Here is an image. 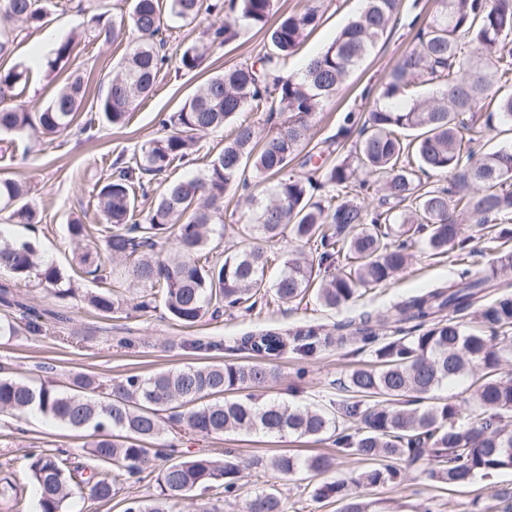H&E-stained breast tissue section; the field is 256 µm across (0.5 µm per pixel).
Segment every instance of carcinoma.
Wrapping results in <instances>:
<instances>
[{
  "label": "carcinoma",
  "instance_id": "cac0c4a2",
  "mask_svg": "<svg viewBox=\"0 0 512 512\" xmlns=\"http://www.w3.org/2000/svg\"><path fill=\"white\" fill-rule=\"evenodd\" d=\"M432 17L417 26L415 46L398 60L365 108L349 113L328 147L355 144L341 161L316 165L324 151L310 146L311 119L334 97L348 75L371 53L400 14L402 0H364L363 9L338 36L311 59L298 76L281 75L282 67L322 18L317 0L300 10L277 14L276 0H130L128 16L94 27L114 39L131 33L133 40L118 64L106 96L96 100V115L83 130L103 119L122 127L135 106L153 91L169 66L168 23H191L205 11L223 14L224 6L254 27L266 29V41L253 61L224 68L211 76L176 112L161 119L164 135L148 141L112 164L97 184L96 211L103 247L110 263L85 251L78 257L83 274L105 283L128 272L146 295L147 309L161 296L171 319L193 327L226 310L247 311L268 302L304 299L316 288L330 309L346 305L362 289L383 284L410 263L415 248L436 254L465 248V225L495 224L498 238L512 241V147L484 150L482 139L494 123L512 126V0H438ZM48 15L42 0H0V22L38 29ZM275 25L267 27L270 19ZM236 23L222 19L207 31V41L186 46L176 70L191 72L206 54L234 40ZM71 42L56 49L48 71L60 70ZM27 81L19 65L0 69V94ZM434 85L437 94L422 95ZM86 94L84 78L73 72L43 108L20 104L0 108V131L29 132L52 139L78 118ZM394 100L411 102L401 109ZM487 100L485 119L475 111ZM242 112H263L266 133L234 119ZM230 127L223 145L201 176L154 185L168 169L192 161L197 139ZM300 160L304 176L286 174ZM445 175L448 186H429L423 177ZM254 220L238 228L240 246L213 259L214 236H224V197L250 185ZM30 188L0 177V211L14 224L37 229L38 213L28 200ZM357 192L376 196L369 208L350 198ZM155 195L146 211L136 209L137 196ZM291 236L314 249L291 252L280 268L273 243ZM0 269L12 282H33L60 297L75 293L73 280L55 266H44L31 240H0ZM512 246L502 248L481 277L466 270L432 288L422 289L394 306L396 335L377 328L387 313H368L354 328L355 337L335 336L321 324H304L286 332L266 329L240 338L233 351L248 359L226 360L158 372L130 374L103 387L90 373L72 375L66 385L52 378L32 383L0 376V412L40 413L64 428L90 432L89 454L108 466L83 478L68 458L34 448L27 454L38 512H73L75 489L107 500L116 494L117 478L144 472L157 448L145 446L159 436V412L192 433L218 437L259 433L268 437L318 439L333 431L336 452L354 456L365 467L353 479L372 488L397 486L401 465L432 461L435 482L466 489L479 476L512 469V429L503 415L512 412V378L499 376L503 346L512 345ZM103 314L122 310L108 291L87 295ZM355 339L370 349L375 363L351 371L344 385L349 395L327 407H293L262 401L253 391L277 376L278 363L293 352L309 360L328 348ZM475 376L472 400L478 413L459 423L460 407L436 397L448 381ZM271 466L282 476L298 471L321 475L333 466L325 455L281 453L269 460H217L208 455H167L156 471L159 488L150 500L130 498L124 512H172L194 490L220 488L237 497L243 470ZM317 495L331 497L340 512H369L349 492L345 480L326 482ZM247 512H286L274 489L260 490Z\"/></svg>",
  "mask_w": 512,
  "mask_h": 512
}]
</instances>
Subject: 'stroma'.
Segmentation results:
<instances>
[{"instance_id": "obj_1", "label": "stroma", "mask_w": 512, "mask_h": 512, "mask_svg": "<svg viewBox=\"0 0 512 512\" xmlns=\"http://www.w3.org/2000/svg\"><path fill=\"white\" fill-rule=\"evenodd\" d=\"M319 5L322 12L319 26L288 59L284 74H298L304 59L330 44L358 13L361 2L320 0ZM97 6L105 12L107 20L117 21L127 13L129 0H52L44 26L23 31L13 54L0 62L7 67L19 63L29 70L26 85L0 96V107L21 101L46 106L56 85L46 63L67 40L72 43V51L64 64L65 71L83 73L88 100H96L106 93L112 69L125 55L127 44L106 39L91 29L89 19ZM436 7V0H404L399 19L389 27L371 55L351 74L336 98L324 102L314 115V142L334 134L348 112L359 111L365 105L369 89L377 88L400 56L414 47L415 31L410 26L413 17L429 18ZM263 39V32L243 24L232 43L210 51L195 71H162L154 92L132 110L128 124L123 127L100 126L90 136L76 126L42 142L23 133L0 135V174H12L31 188L30 198L40 220L36 237L40 256L45 263L73 277L79 289L78 295L61 299L34 285L16 284L20 304L33 306L40 312L41 328L0 338V374L31 382L51 377L64 384L74 373L87 372L108 386L130 373L149 375L228 358V348L239 336L261 328L285 330L314 322L332 332L337 324L357 317L362 311L392 309L396 302L416 291L453 279L460 269L478 275L484 273L500 242L493 231L470 224L466 227L470 242L463 252L435 255L428 249H417L409 267L395 280L367 290L336 309L323 307L311 293L299 304L271 301L250 313L237 311L185 328L170 318L163 301H155L149 312H138L135 305L143 290L128 278L110 285L123 300L122 312L106 317L84 301V294L101 291L103 285L79 274L75 260L78 248L66 230L69 220L78 216L84 223H97L93 188L108 177L113 161L162 136L161 115L177 111L206 79L225 66L253 59L261 50ZM195 339L218 341L224 348L196 352L188 347ZM373 361L372 353L357 342L323 351L305 362L292 354L280 362L278 378L264 388L263 394L292 406L319 405L328 398L338 400L345 395L343 385L349 373ZM302 366L308 374L301 381L296 377V370ZM161 418L163 433L152 440V447L173 443L186 456L206 454L218 459L227 456L247 459L285 450L301 455L326 454L335 459L334 468L322 477L297 475L283 479L263 469L244 471V494L228 501L216 491L203 494L195 491L182 503V512H197L202 505L213 512H245L247 491L261 486L276 489L288 512H338L336 501L317 497L315 487L324 481L349 479L363 467L355 458L338 455L328 437L317 442L292 436L269 438L241 433L202 437L185 431L170 412H162ZM85 442V437L41 415L19 418L0 413V473L10 476L19 486H27L25 454L31 448L65 449L76 465L96 469L98 463L86 452ZM403 474L401 484L395 487L375 489L354 485L350 491L369 503L370 512H422L429 503L434 505L435 512H469V503L476 497L480 498L484 512H505L512 505V469L494 472L462 491H451L431 481L423 467L404 468ZM156 493L155 477L146 471L140 478L119 480L117 494L107 501L93 499L85 493L76 494L75 510L124 512L127 499H151Z\"/></svg>"}]
</instances>
